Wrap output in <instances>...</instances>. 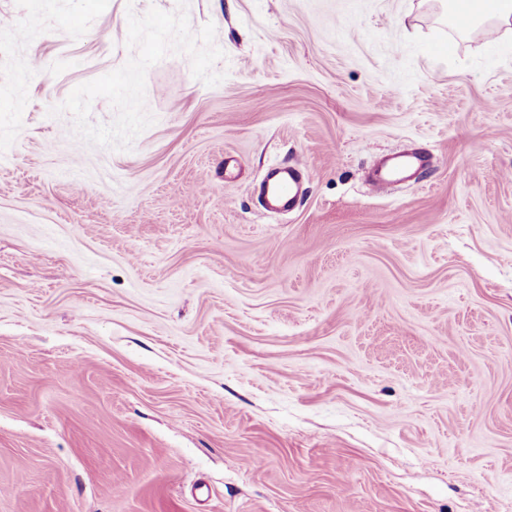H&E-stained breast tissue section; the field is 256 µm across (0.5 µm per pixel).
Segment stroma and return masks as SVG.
<instances>
[{"instance_id":"35a3bbf8","label":"stroma","mask_w":512,"mask_h":512,"mask_svg":"<svg viewBox=\"0 0 512 512\" xmlns=\"http://www.w3.org/2000/svg\"><path fill=\"white\" fill-rule=\"evenodd\" d=\"M496 36L442 0H0V512H512ZM430 164V157L415 151L383 157L370 183L376 188H385L401 179L405 174ZM302 178L294 167H275L271 169L265 186V206L270 210L293 208L300 195Z\"/></svg>"}]
</instances>
